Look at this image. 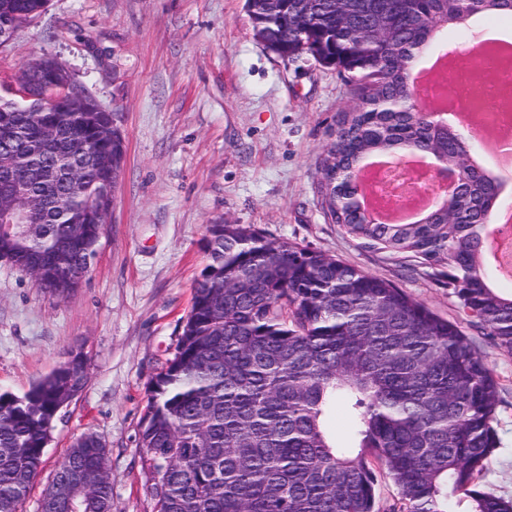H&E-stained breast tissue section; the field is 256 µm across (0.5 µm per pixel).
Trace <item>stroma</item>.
Here are the masks:
<instances>
[{"label": "stroma", "mask_w": 512, "mask_h": 512, "mask_svg": "<svg viewBox=\"0 0 512 512\" xmlns=\"http://www.w3.org/2000/svg\"><path fill=\"white\" fill-rule=\"evenodd\" d=\"M48 56L118 113L125 143L109 224L79 289L58 298L0 262V391L24 395L72 356L87 382L53 424L23 512L39 502L84 433L108 449L113 512H151L140 421L149 384L172 358L213 224L336 257L391 280L456 320L447 267L368 249L329 223L319 161L357 98L312 57L258 39L246 0H49L0 47V99ZM497 381L500 445L480 482L512 500V352L465 326Z\"/></svg>", "instance_id": "obj_1"}]
</instances>
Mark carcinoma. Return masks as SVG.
Segmentation results:
<instances>
[{"label": "carcinoma", "mask_w": 512, "mask_h": 512, "mask_svg": "<svg viewBox=\"0 0 512 512\" xmlns=\"http://www.w3.org/2000/svg\"><path fill=\"white\" fill-rule=\"evenodd\" d=\"M49 0H0V30ZM512 17L508 0H257L256 34L282 56L306 54L348 74L358 103L324 154L318 192L330 223L361 246L448 265L463 320L512 351V292L485 271L500 183L463 178L460 197L418 220L384 224L359 209L354 169L418 150L457 172L458 129L405 109L428 40L473 15ZM65 86L49 68L29 93ZM116 114L77 90L67 112L0 101V202L29 192V223L0 226V260L47 291L87 271L106 224L100 201L124 160ZM177 353L150 382L140 423L152 512H378L377 461L399 493L393 512H512L478 482L498 447L496 380L457 322L392 282L333 257L212 224ZM58 369L24 396L0 392V512H22L48 443L46 426L85 386ZM112 512L106 445L82 436L58 466L40 512Z\"/></svg>", "instance_id": "obj_1"}]
</instances>
